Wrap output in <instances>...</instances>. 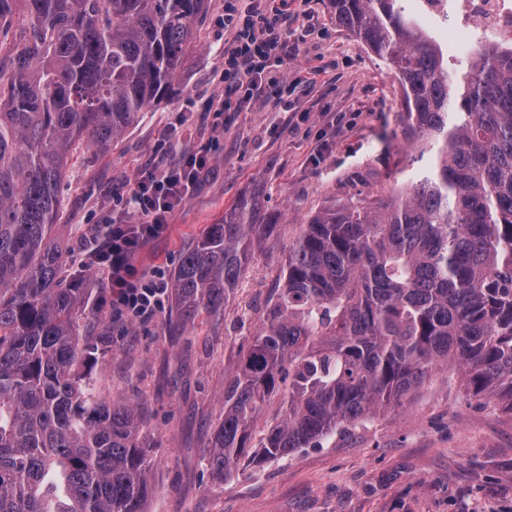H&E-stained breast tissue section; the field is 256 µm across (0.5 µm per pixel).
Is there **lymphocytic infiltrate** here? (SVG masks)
Segmentation results:
<instances>
[{"label":"lymphocytic infiltrate","instance_id":"lymphocytic-infiltrate-1","mask_svg":"<svg viewBox=\"0 0 512 512\" xmlns=\"http://www.w3.org/2000/svg\"><path fill=\"white\" fill-rule=\"evenodd\" d=\"M277 6L264 11L238 8L235 0H225L224 26L234 33L224 48V80L239 91V100L251 103L265 85H278L271 72L290 57ZM211 157L201 150L169 166L162 178H137L130 192L132 221L100 225L97 246L88 254L87 265L107 274L112 282V304L118 313L134 319L150 317L167 296L165 281H147L138 276L133 256L150 240L162 234L181 198L198 183Z\"/></svg>","mask_w":512,"mask_h":512}]
</instances>
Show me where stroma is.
<instances>
[{"instance_id": "35a3bbf8", "label": "stroma", "mask_w": 512, "mask_h": 512, "mask_svg": "<svg viewBox=\"0 0 512 512\" xmlns=\"http://www.w3.org/2000/svg\"><path fill=\"white\" fill-rule=\"evenodd\" d=\"M224 0H210L198 39L175 76L173 95L149 109L111 154L80 150L61 186L66 269L82 267L80 230L120 216L147 167L207 147L211 163L136 259L145 277L171 274L209 225L240 199L279 217L254 248L221 317L200 313L170 328L173 301L151 319L115 317L112 290L93 274L85 317L112 355L95 367L99 393L138 407L156 446L150 512H512V412L462 387L453 366L436 368L415 395L379 417L347 426L319 446L262 464L242 463L225 481L206 465L223 415L224 376L269 310L300 224L351 194H373L388 176L423 168L407 146L402 91L389 67L337 27L329 0H286L282 28L296 55L276 87L248 110L216 113L227 90ZM172 127L160 144L158 134Z\"/></svg>"}]
</instances>
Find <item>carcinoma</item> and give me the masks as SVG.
Instances as JSON below:
<instances>
[{"label":"carcinoma","mask_w":512,"mask_h":512,"mask_svg":"<svg viewBox=\"0 0 512 512\" xmlns=\"http://www.w3.org/2000/svg\"><path fill=\"white\" fill-rule=\"evenodd\" d=\"M385 60L428 164L407 183L313 213L277 296L224 382L208 464L314 447L410 397L451 361L466 389L512 408V43L450 73L396 0H329ZM208 0H0V512H148L152 438L138 408L92 378L88 270L68 271L58 187L74 151L108 153L174 78ZM277 217L242 199L182 255L184 327L224 312ZM284 419L249 447L266 401Z\"/></svg>","instance_id":"cac0c4a2"}]
</instances>
